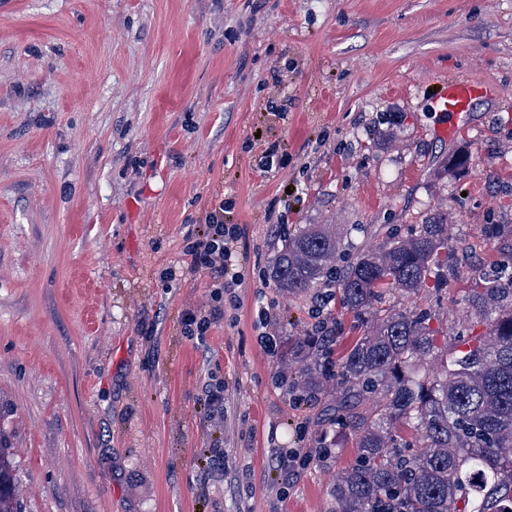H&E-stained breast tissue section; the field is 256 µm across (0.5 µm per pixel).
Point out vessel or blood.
<instances>
[{"label":"vessel or blood","mask_w":512,"mask_h":512,"mask_svg":"<svg viewBox=\"0 0 512 512\" xmlns=\"http://www.w3.org/2000/svg\"><path fill=\"white\" fill-rule=\"evenodd\" d=\"M489 94V87L474 80L442 79L441 91L435 99V109L442 118L438 134L448 139L455 137L476 103Z\"/></svg>","instance_id":"vessel-or-blood-1"}]
</instances>
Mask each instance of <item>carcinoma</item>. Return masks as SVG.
Instances as JSON below:
<instances>
[{"mask_svg":"<svg viewBox=\"0 0 512 512\" xmlns=\"http://www.w3.org/2000/svg\"><path fill=\"white\" fill-rule=\"evenodd\" d=\"M342 244L332 225L307 224L288 234L269 270L291 295L332 279L340 309L368 318L364 336L337 360L326 345L313 354L310 336L296 342L291 358L308 394L318 393L331 367L340 376L325 410L341 426L330 446L350 440L356 457L336 476L331 512H512V273L476 272L466 300L484 331L450 348L438 344L431 314L377 306L396 292L448 286V212L340 269ZM425 361L437 375L422 373ZM406 430L421 442L415 454ZM0 512H22L1 434Z\"/></svg>","mask_w":512,"mask_h":512,"instance_id":"1","label":"carcinoma"}]
</instances>
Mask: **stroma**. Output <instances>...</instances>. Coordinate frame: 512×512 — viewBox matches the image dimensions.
Returning <instances> with one entry per match:
<instances>
[{
    "label": "stroma",
    "mask_w": 512,
    "mask_h": 512,
    "mask_svg": "<svg viewBox=\"0 0 512 512\" xmlns=\"http://www.w3.org/2000/svg\"><path fill=\"white\" fill-rule=\"evenodd\" d=\"M445 77L495 90L451 140ZM223 200L244 280L200 341L188 250ZM440 207L455 277L386 303L453 346L482 331L474 271L512 258L485 236L512 224V0H0V434L23 512H329L355 459L318 457L336 384L303 400L283 361L319 322L339 352L366 323L275 287V226L350 224L367 251ZM295 449L283 476L269 458Z\"/></svg>",
    "instance_id": "1"
}]
</instances>
